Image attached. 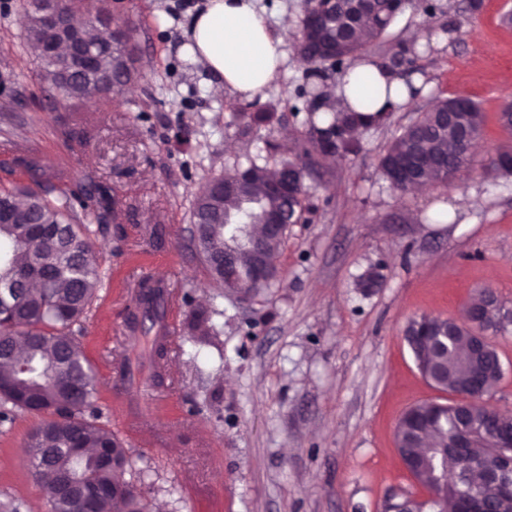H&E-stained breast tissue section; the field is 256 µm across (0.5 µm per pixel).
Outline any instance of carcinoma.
Segmentation results:
<instances>
[{
	"mask_svg": "<svg viewBox=\"0 0 512 512\" xmlns=\"http://www.w3.org/2000/svg\"><path fill=\"white\" fill-rule=\"evenodd\" d=\"M28 17L26 39L39 47L51 39L39 13V0H24ZM404 13L393 0H335L332 11L314 27L309 17H302L297 52L310 64L302 83L292 98L303 103L292 112H305L306 131L293 147L266 143L271 159L260 164L248 159L208 179L195 196L191 208L194 232L191 243L203 269L214 279L211 259L228 256L236 263L239 283L253 294L270 288L275 282L256 285L250 282L249 242L239 229L251 226L261 231L267 214L277 212L281 220L298 224L305 210L304 184L301 196L290 201L273 197L266 188L273 182H288L316 164L314 154L324 148L338 157L356 155L359 140L352 136L383 125L392 112H357L345 106L335 109L326 123H319L323 88L337 73H344L352 62L376 47L398 58L389 67L396 75L409 79L420 71L415 44L392 33L397 18ZM86 50L98 58L97 74L70 72L62 56L40 55L42 76L51 89L64 100H83L95 94L102 100L118 96L121 90L108 85V77L118 83H130L138 72L132 65L134 47L117 39L107 47L100 40L99 29L87 25L79 33ZM449 108L463 120L481 130L484 116L480 107L463 97L439 98L421 111L414 124L403 128L384 147L379 156L380 170L391 188L398 185L395 166L420 161V180L427 184H448L466 164L460 141L444 128L438 113ZM232 111L227 124L239 135L271 125L275 113L264 110L246 115ZM32 184L0 186V212L20 211L34 220L32 224L0 223V426L13 423L20 412L41 416L28 434L29 471L41 486L49 512H80L76 495L68 490L67 476L81 488L91 512H152L141 488L149 477L141 469L135 478L127 449L106 422L98 403L96 373L87 359L79 337L85 333L90 306L106 286L107 271L96 255L92 238L97 232L88 220L89 206L82 202L75 208L67 192L51 200L41 186L51 180L48 171L33 160H20ZM245 180L253 188L252 198L244 200L224 194L219 183ZM490 291H483L466 305L458 320L444 322L426 315L411 318L405 335L413 337L408 347L417 369L435 387L453 392L470 374L487 372L486 391H491L503 376L502 364L486 365L474 360L468 351L474 328L496 333L501 329L500 310L490 306ZM185 305L183 332L190 341L222 350L224 311L194 303L187 290L181 291ZM171 295L164 284L146 280L137 285L133 310L127 324L142 341L136 347L127 368L134 376L149 372L156 387L163 386L164 363L168 350L157 335L165 326ZM459 429L447 403L424 401L408 408L399 419L394 441L408 465L415 482L429 493L439 490L446 474L461 469L466 461L469 484L481 489L485 512H499L503 490L484 483L481 461L489 449L476 438L468 448H457Z\"/></svg>",
	"mask_w": 512,
	"mask_h": 512,
	"instance_id": "cac0c4a2",
	"label": "carcinoma"
}]
</instances>
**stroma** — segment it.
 <instances>
[{"label":"stroma","instance_id":"35a3bbf8","mask_svg":"<svg viewBox=\"0 0 512 512\" xmlns=\"http://www.w3.org/2000/svg\"><path fill=\"white\" fill-rule=\"evenodd\" d=\"M204 0H109L113 26L129 30L140 76L109 102L65 101L41 77L24 39L22 0H0V185L25 181L16 164L29 142L64 173L73 199L107 191L114 214L95 243L110 270L88 313L82 346L96 369L98 399L124 448L150 467L143 487L158 512H380L388 489L417 491L393 432L412 404L440 399L418 372L404 339L412 317L459 318L478 292L495 291L512 310V175L494 171L512 134L499 122L512 103V0H483L478 11L454 0L433 17L408 9L393 32L444 33L421 59L427 92L362 132V149L323 160L305 179L308 210L288 227L279 283L243 305L205 275L187 229L199 186L224 167L262 155L267 143L293 144L303 130L289 98L305 64L295 52L304 0H271L264 11L282 40L280 80L252 99L216 97L207 74L180 53ZM467 97L484 115L481 142L451 184L426 192L392 190L377 156L435 97ZM270 108L269 128L225 131L229 106ZM190 128L183 141L181 128ZM468 201L455 208L457 197ZM186 286L197 304L224 311V348L180 342L157 395L148 433L119 410L141 391L112 382L125 350L130 273ZM375 274L373 287L360 277ZM504 374L486 401L512 414V324L492 337ZM218 396V413H189L187 398ZM34 414L0 430V501L21 499L47 512L26 464Z\"/></svg>","mask_w":512,"mask_h":512}]
</instances>
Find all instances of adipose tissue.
Masks as SVG:
<instances>
[{
    "label": "adipose tissue",
    "instance_id": "ef3b65f1",
    "mask_svg": "<svg viewBox=\"0 0 512 512\" xmlns=\"http://www.w3.org/2000/svg\"><path fill=\"white\" fill-rule=\"evenodd\" d=\"M259 2L206 0L204 9L192 17L185 31L186 56L205 68L208 86L214 94L228 90L250 98L275 84L281 76L286 52ZM366 80L376 89L367 103L360 94L361 84ZM327 93L345 98L352 107H367L371 112L409 97L405 83L368 56L355 61L344 82L328 88Z\"/></svg>",
    "mask_w": 512,
    "mask_h": 512
}]
</instances>
